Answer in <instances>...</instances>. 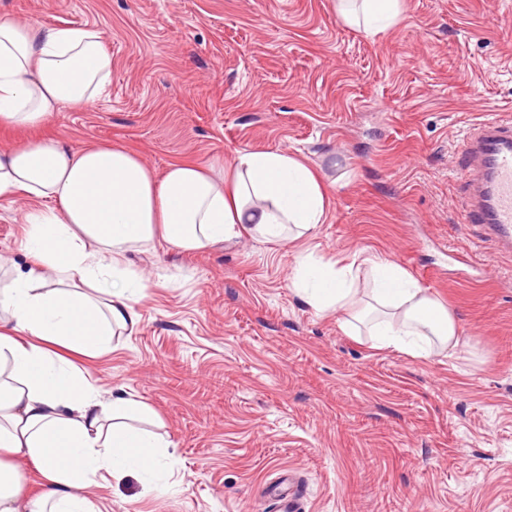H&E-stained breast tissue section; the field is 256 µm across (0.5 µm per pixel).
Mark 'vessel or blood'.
I'll return each instance as SVG.
<instances>
[{
	"label": "vessel or blood",
	"instance_id": "vessel-or-blood-1",
	"mask_svg": "<svg viewBox=\"0 0 512 512\" xmlns=\"http://www.w3.org/2000/svg\"><path fill=\"white\" fill-rule=\"evenodd\" d=\"M462 176L469 187L463 208L494 253L512 257V120L481 121L463 146ZM275 512H300L303 490L292 478L268 492Z\"/></svg>",
	"mask_w": 512,
	"mask_h": 512
}]
</instances>
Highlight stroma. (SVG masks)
<instances>
[{"instance_id":"obj_1","label":"stroma","mask_w":512,"mask_h":512,"mask_svg":"<svg viewBox=\"0 0 512 512\" xmlns=\"http://www.w3.org/2000/svg\"><path fill=\"white\" fill-rule=\"evenodd\" d=\"M372 35L334 0H0V15L90 26L112 75L40 135L118 143L156 172L280 150L331 194L305 244L249 236L133 257L141 324L82 361L104 397L148 404L173 464L89 488L100 512H260L292 474L302 512H512V259L466 224L464 141L512 118V0H405ZM30 203L0 206V266L27 270ZM378 256L456 316L463 352L414 359L343 331L294 291L300 248Z\"/></svg>"}]
</instances>
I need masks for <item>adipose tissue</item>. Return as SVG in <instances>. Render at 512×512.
Instances as JSON below:
<instances>
[{
  "mask_svg": "<svg viewBox=\"0 0 512 512\" xmlns=\"http://www.w3.org/2000/svg\"><path fill=\"white\" fill-rule=\"evenodd\" d=\"M351 26L376 35L396 26L402 0H336ZM112 57L89 26L0 17V128L38 129L60 105L90 106ZM24 197L25 274L0 287V512H98L96 477L151 484L166 468L154 411L127 395L104 398L64 346L86 358L141 322L145 283L133 253L165 242L198 252L248 235L271 243L309 238L325 223L329 193L315 170L285 151H241L226 168L188 161L156 175L120 144L81 148L39 137L0 151V204ZM359 302L353 264L305 252L292 281L316 312L343 310L344 329L367 326L375 347L414 358L462 348L453 313L401 266L376 257ZM41 475L30 493L22 463Z\"/></svg>",
  "mask_w": 512,
  "mask_h": 512,
  "instance_id": "adipose-tissue-1",
  "label": "adipose tissue"
}]
</instances>
